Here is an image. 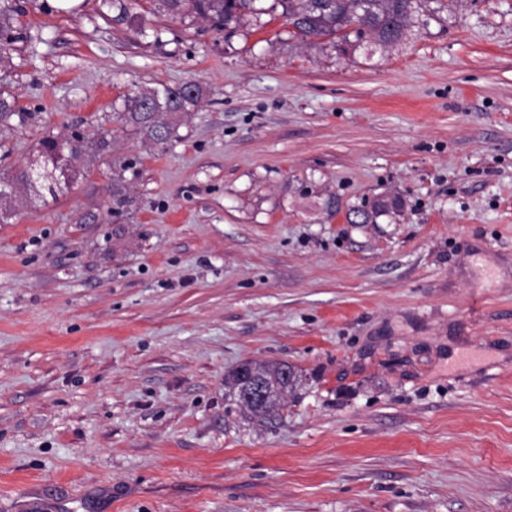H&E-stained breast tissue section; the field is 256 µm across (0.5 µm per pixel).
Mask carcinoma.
I'll return each mask as SVG.
<instances>
[{"label": "carcinoma", "instance_id": "carcinoma-1", "mask_svg": "<svg viewBox=\"0 0 512 512\" xmlns=\"http://www.w3.org/2000/svg\"><path fill=\"white\" fill-rule=\"evenodd\" d=\"M168 14L178 17L193 15L223 31L249 17L264 14L259 0H160ZM292 27V35L305 42L325 39L341 50L357 49L364 42L386 47L401 40L407 30L417 0H274ZM24 10L15 0L0 5V66L10 63L9 50L21 27L19 17ZM358 27H351L352 22ZM204 89L191 82L146 88L124 97L117 121L134 133L154 143L167 142L176 132L183 114L192 112L201 102ZM31 113L23 111L17 98L6 89L0 90V148L25 127ZM109 141L106 132L90 136L74 132L66 136L48 135L32 147L40 164L26 166L13 175L0 178V200L12 202L36 189L40 180L49 182L48 190L69 186L78 173L77 165L91 167L104 156ZM285 363L277 361H247L229 370L224 386L247 415L257 421L277 418L286 407L287 396L297 389L298 378L284 376ZM262 384L263 396L258 401L243 398L248 378Z\"/></svg>", "mask_w": 512, "mask_h": 512}]
</instances>
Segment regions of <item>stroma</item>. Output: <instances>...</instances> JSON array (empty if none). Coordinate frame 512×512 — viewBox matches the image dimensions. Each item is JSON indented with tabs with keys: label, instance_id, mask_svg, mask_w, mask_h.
Listing matches in <instances>:
<instances>
[{
	"label": "stroma",
	"instance_id": "35a3bbf8",
	"mask_svg": "<svg viewBox=\"0 0 512 512\" xmlns=\"http://www.w3.org/2000/svg\"><path fill=\"white\" fill-rule=\"evenodd\" d=\"M24 8L0 174L78 122L110 148L0 224V512H512V0L349 54L278 11ZM188 81L168 143L113 121ZM247 360L294 366L279 419L226 395ZM31 119V112H24L17 98L6 89L0 90V148L8 139L25 127Z\"/></svg>",
	"mask_w": 512,
	"mask_h": 512
}]
</instances>
